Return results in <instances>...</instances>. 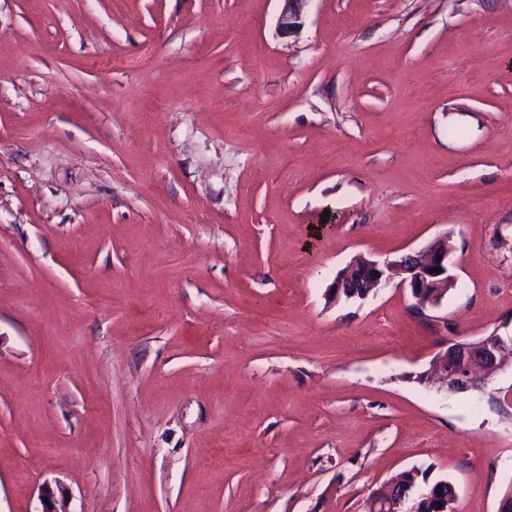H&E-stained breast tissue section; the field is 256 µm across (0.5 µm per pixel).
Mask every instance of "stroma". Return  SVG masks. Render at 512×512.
Returning <instances> with one entry per match:
<instances>
[{
  "mask_svg": "<svg viewBox=\"0 0 512 512\" xmlns=\"http://www.w3.org/2000/svg\"><path fill=\"white\" fill-rule=\"evenodd\" d=\"M0 0V512H364L412 468L496 512L512 368V0ZM449 234L424 323L354 258ZM283 2L278 27L284 34H290L301 26L304 7L309 0H280ZM508 344L493 334L476 340H447L446 349L436 353L429 363L427 383L438 385L448 394L484 391L507 364Z\"/></svg>",
  "mask_w": 512,
  "mask_h": 512,
  "instance_id": "obj_1",
  "label": "stroma"
}]
</instances>
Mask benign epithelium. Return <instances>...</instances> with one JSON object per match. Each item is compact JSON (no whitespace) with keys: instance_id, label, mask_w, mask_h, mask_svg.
I'll return each instance as SVG.
<instances>
[{"instance_id":"1","label":"benign epithelium","mask_w":512,"mask_h":512,"mask_svg":"<svg viewBox=\"0 0 512 512\" xmlns=\"http://www.w3.org/2000/svg\"><path fill=\"white\" fill-rule=\"evenodd\" d=\"M282 9L278 27L290 34L301 26L304 7L309 0H281ZM448 238H439L427 247L404 253L383 263L359 256L348 268L337 276L328 288L327 296L337 303L344 296L366 298L378 292L391 281L410 291L413 303L409 312L423 322H437L432 315L456 286L450 273ZM512 340L493 334L476 340H449L446 349L436 353L425 371L427 382L438 385V389L449 394H466L483 391L507 364V346ZM413 483L410 474L384 486L381 491L371 493L365 501V512H451L448 502L434 496L432 489L422 492L412 507L408 501L392 497L398 483Z\"/></svg>"}]
</instances>
